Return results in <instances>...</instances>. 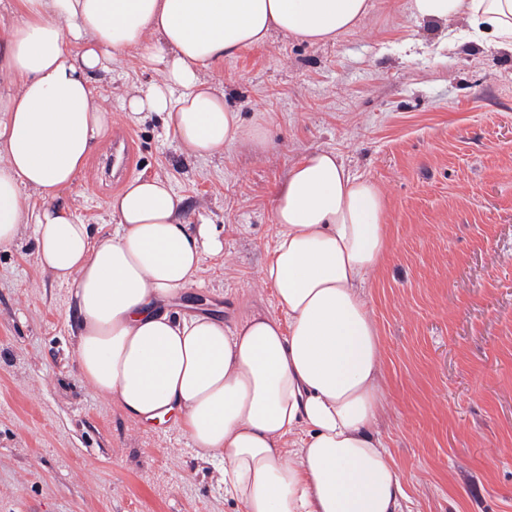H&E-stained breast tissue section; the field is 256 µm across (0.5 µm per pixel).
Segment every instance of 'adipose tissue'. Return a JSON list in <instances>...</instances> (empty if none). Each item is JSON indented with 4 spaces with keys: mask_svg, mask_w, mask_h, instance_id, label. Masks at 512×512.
Returning a JSON list of instances; mask_svg holds the SVG:
<instances>
[{
    "mask_svg": "<svg viewBox=\"0 0 512 512\" xmlns=\"http://www.w3.org/2000/svg\"><path fill=\"white\" fill-rule=\"evenodd\" d=\"M0 22V247L32 227L40 267L72 290L81 376L136 422L176 418L239 512H410L374 430L380 340L363 287L381 263L385 200L334 152L308 153L274 195L263 269L278 315L233 325L173 314L203 256L224 246L192 225L163 179L136 178L109 203L118 229L92 239L59 201L111 114L95 74L135 55L162 82L126 97L163 114L189 155L245 138L205 72L278 32L318 44L355 28L368 0H15ZM416 18L467 17L512 48V0H410Z\"/></svg>",
    "mask_w": 512,
    "mask_h": 512,
    "instance_id": "1",
    "label": "adipose tissue"
}]
</instances>
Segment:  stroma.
<instances>
[{
  "instance_id": "stroma-1",
  "label": "stroma",
  "mask_w": 512,
  "mask_h": 512,
  "mask_svg": "<svg viewBox=\"0 0 512 512\" xmlns=\"http://www.w3.org/2000/svg\"><path fill=\"white\" fill-rule=\"evenodd\" d=\"M371 0L353 31L312 45L279 33L210 76L267 146L189 156L161 115L123 106L161 81L136 57L97 74L98 103L135 139L134 177L166 179L224 243L173 313L232 323L275 311L263 267L274 189L307 152H336L386 202L389 247L364 288L378 329L377 429L412 512H512V51ZM90 153L60 198L93 236L115 232L117 189ZM70 290L32 233L0 248V512H237L174 424L128 419L80 375Z\"/></svg>"
}]
</instances>
